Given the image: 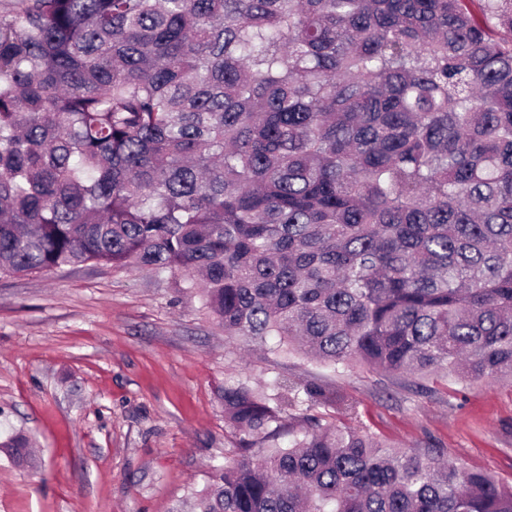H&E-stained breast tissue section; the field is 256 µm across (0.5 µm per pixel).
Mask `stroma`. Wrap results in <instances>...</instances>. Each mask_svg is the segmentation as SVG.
<instances>
[{
    "label": "stroma",
    "instance_id": "stroma-1",
    "mask_svg": "<svg viewBox=\"0 0 512 512\" xmlns=\"http://www.w3.org/2000/svg\"><path fill=\"white\" fill-rule=\"evenodd\" d=\"M281 376L356 403L325 421L447 458L512 484V381L336 372L299 357L272 369L226 342L180 276L87 263L0 278V438L20 432L38 464L0 453V512H171L235 448L225 384Z\"/></svg>",
    "mask_w": 512,
    "mask_h": 512
}]
</instances>
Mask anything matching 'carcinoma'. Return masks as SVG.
I'll use <instances>...</instances> for the list:
<instances>
[{"instance_id": "carcinoma-1", "label": "carcinoma", "mask_w": 512, "mask_h": 512, "mask_svg": "<svg viewBox=\"0 0 512 512\" xmlns=\"http://www.w3.org/2000/svg\"><path fill=\"white\" fill-rule=\"evenodd\" d=\"M88 262L182 273L279 358L512 381V0H15L0 278ZM221 399L194 512H512L442 448L323 422L319 385Z\"/></svg>"}]
</instances>
